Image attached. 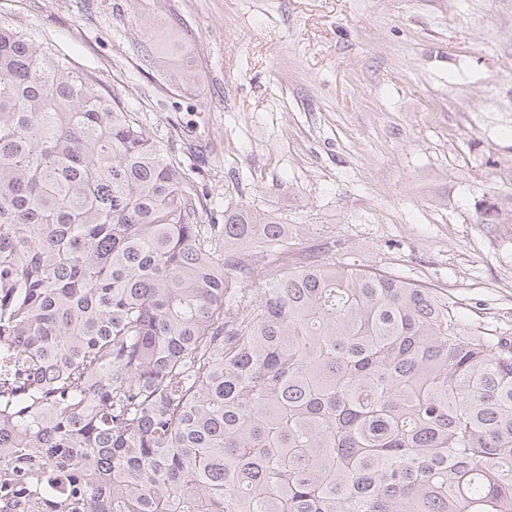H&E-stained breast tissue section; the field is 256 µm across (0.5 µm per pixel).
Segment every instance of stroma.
Listing matches in <instances>:
<instances>
[{
    "label": "stroma",
    "mask_w": 512,
    "mask_h": 512,
    "mask_svg": "<svg viewBox=\"0 0 512 512\" xmlns=\"http://www.w3.org/2000/svg\"><path fill=\"white\" fill-rule=\"evenodd\" d=\"M121 95L210 208L339 241L512 336V0H0ZM199 80L180 78L169 37Z\"/></svg>",
    "instance_id": "35a3bbf8"
}]
</instances>
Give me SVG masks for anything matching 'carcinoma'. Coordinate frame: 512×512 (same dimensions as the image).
<instances>
[{
	"label": "carcinoma",
	"instance_id": "1",
	"mask_svg": "<svg viewBox=\"0 0 512 512\" xmlns=\"http://www.w3.org/2000/svg\"><path fill=\"white\" fill-rule=\"evenodd\" d=\"M206 218L118 93L0 20V512H512V336Z\"/></svg>",
	"mask_w": 512,
	"mask_h": 512
}]
</instances>
